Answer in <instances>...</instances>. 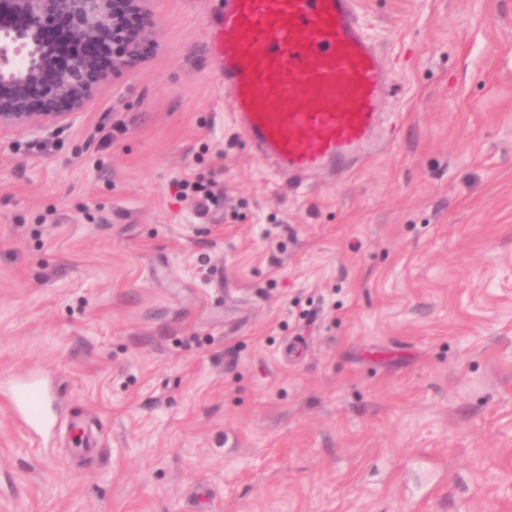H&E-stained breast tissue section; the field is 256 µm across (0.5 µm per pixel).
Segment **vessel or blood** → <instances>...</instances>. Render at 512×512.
Masks as SVG:
<instances>
[{
  "mask_svg": "<svg viewBox=\"0 0 512 512\" xmlns=\"http://www.w3.org/2000/svg\"><path fill=\"white\" fill-rule=\"evenodd\" d=\"M207 43L234 126L258 157L294 177L365 157L389 86L357 0H223ZM10 401L27 428L52 429L40 388H13Z\"/></svg>",
  "mask_w": 512,
  "mask_h": 512,
  "instance_id": "obj_1",
  "label": "vessel or blood"
}]
</instances>
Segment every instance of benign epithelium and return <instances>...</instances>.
Masks as SVG:
<instances>
[{
  "label": "benign epithelium",
  "mask_w": 512,
  "mask_h": 512,
  "mask_svg": "<svg viewBox=\"0 0 512 512\" xmlns=\"http://www.w3.org/2000/svg\"><path fill=\"white\" fill-rule=\"evenodd\" d=\"M149 2L0 0V132L49 134L85 111L110 77L136 68L156 42ZM57 16L69 24L65 51L44 37Z\"/></svg>",
  "instance_id": "1"
}]
</instances>
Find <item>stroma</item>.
<instances>
[{
    "label": "stroma",
    "mask_w": 512,
    "mask_h": 512,
    "mask_svg": "<svg viewBox=\"0 0 512 512\" xmlns=\"http://www.w3.org/2000/svg\"><path fill=\"white\" fill-rule=\"evenodd\" d=\"M359 5L396 93L357 169L252 155L221 0L0 135V381L59 403L46 439L0 399V512H512V0ZM180 189L183 199L190 197L199 213H205L214 198L213 183L203 184L199 180L190 181L183 179L176 183Z\"/></svg>",
    "instance_id": "35a3bbf8"
}]
</instances>
